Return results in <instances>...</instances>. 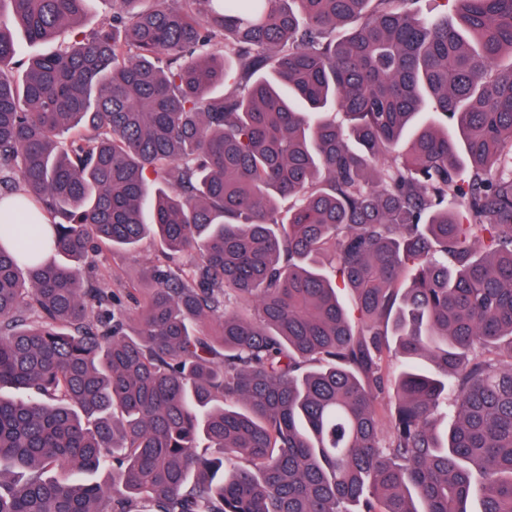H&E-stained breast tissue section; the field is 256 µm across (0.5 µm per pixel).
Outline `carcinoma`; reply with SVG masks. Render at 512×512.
Returning <instances> with one entry per match:
<instances>
[{"label":"carcinoma","instance_id":"cac0c4a2","mask_svg":"<svg viewBox=\"0 0 512 512\" xmlns=\"http://www.w3.org/2000/svg\"><path fill=\"white\" fill-rule=\"evenodd\" d=\"M97 2L0 0V512H512V0H112L15 72ZM161 246L158 239L145 238L131 249H107L112 288L142 286L145 271L156 261Z\"/></svg>","mask_w":512,"mask_h":512}]
</instances>
